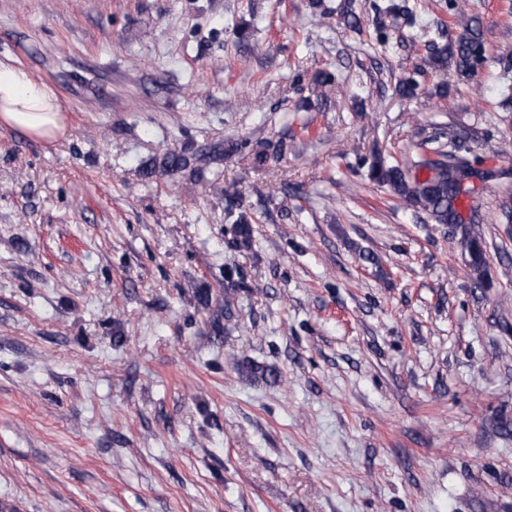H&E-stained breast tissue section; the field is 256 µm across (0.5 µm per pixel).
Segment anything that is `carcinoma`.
I'll use <instances>...</instances> for the list:
<instances>
[{
    "mask_svg": "<svg viewBox=\"0 0 512 512\" xmlns=\"http://www.w3.org/2000/svg\"><path fill=\"white\" fill-rule=\"evenodd\" d=\"M453 10L454 26L459 29L454 38L447 34L439 35L438 40L428 43L426 63L442 76L436 86L437 94L447 95V77L467 79L485 60V48L482 41L479 22L468 15L461 0H449ZM346 25L360 28L359 17L353 12L350 0H341L336 7ZM399 19L412 27L416 17L406 6V0H387L380 9L379 32L381 42L388 40L387 26ZM453 64V72H448V64ZM190 166L189 158L184 154H167L160 167L166 172H178ZM475 176V169L463 155L456 153L455 142H440L431 149V153L406 156L387 164L379 159L374 161L367 177L369 181L385 188L387 192L406 207L424 213L436 224H448L453 229L452 239L468 257L467 267L471 280L481 285L488 278V260L482 243L471 228V221L464 218L462 201L472 192L471 186L463 182ZM227 220L232 224V238L229 245L235 249L248 248L252 229L245 213L228 211Z\"/></svg>",
    "mask_w": 512,
    "mask_h": 512,
    "instance_id": "1",
    "label": "carcinoma"
}]
</instances>
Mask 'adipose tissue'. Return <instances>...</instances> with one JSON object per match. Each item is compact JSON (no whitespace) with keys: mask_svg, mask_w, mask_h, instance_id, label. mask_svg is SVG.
<instances>
[{"mask_svg":"<svg viewBox=\"0 0 512 512\" xmlns=\"http://www.w3.org/2000/svg\"><path fill=\"white\" fill-rule=\"evenodd\" d=\"M0 123L32 137L54 139L64 129L62 104L45 83L0 63Z\"/></svg>","mask_w":512,"mask_h":512,"instance_id":"ef3b65f1","label":"adipose tissue"}]
</instances>
